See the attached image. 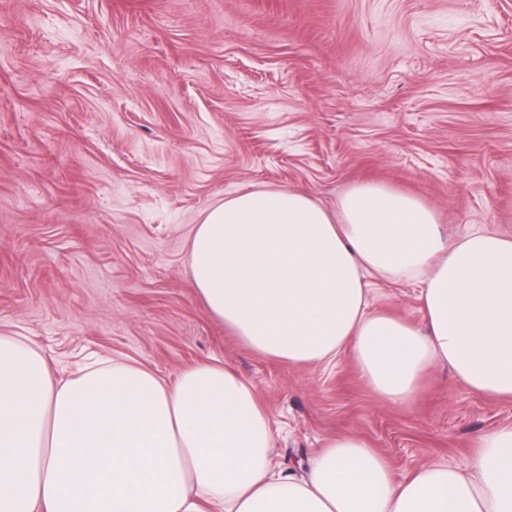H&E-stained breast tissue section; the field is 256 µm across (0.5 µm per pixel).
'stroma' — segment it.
<instances>
[{
	"label": "stroma",
	"mask_w": 512,
	"mask_h": 512,
	"mask_svg": "<svg viewBox=\"0 0 512 512\" xmlns=\"http://www.w3.org/2000/svg\"><path fill=\"white\" fill-rule=\"evenodd\" d=\"M362 180L420 198L448 236H512V0H0V335L52 370L94 355L170 382L221 361L301 476L339 434L401 477L466 465L512 401L436 368L384 403L350 356L252 353L196 292L193 231L225 195L332 210ZM417 295L382 282L374 306L418 323Z\"/></svg>",
	"instance_id": "stroma-1"
}]
</instances>
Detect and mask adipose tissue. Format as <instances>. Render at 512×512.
Instances as JSON below:
<instances>
[{
	"label": "adipose tissue",
	"mask_w": 512,
	"mask_h": 512,
	"mask_svg": "<svg viewBox=\"0 0 512 512\" xmlns=\"http://www.w3.org/2000/svg\"><path fill=\"white\" fill-rule=\"evenodd\" d=\"M188 263L208 312L244 347L310 367L352 354L380 398L412 402L448 368L471 392L512 400V237L442 234L433 208L375 182L328 210L273 187L213 204ZM415 284L416 325L374 309L379 282ZM255 386L220 362L174 382L131 362L77 379L35 344L0 336V512H512V425L463 466L396 477L353 434L276 469Z\"/></svg>",
	"instance_id": "1"
}]
</instances>
